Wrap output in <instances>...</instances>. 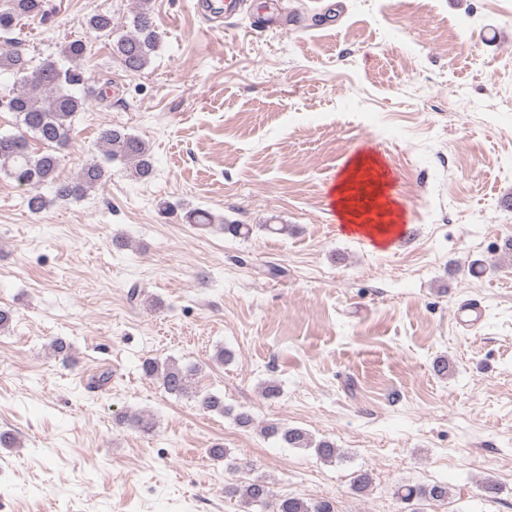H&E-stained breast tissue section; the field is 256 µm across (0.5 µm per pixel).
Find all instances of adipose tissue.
Wrapping results in <instances>:
<instances>
[{
    "mask_svg": "<svg viewBox=\"0 0 512 512\" xmlns=\"http://www.w3.org/2000/svg\"><path fill=\"white\" fill-rule=\"evenodd\" d=\"M368 192L381 198V174L373 162L359 157L353 160L336 187L341 219L346 225L372 235L389 233L392 229L390 219L395 215L390 202L382 201L377 209L359 205V198Z\"/></svg>",
    "mask_w": 512,
    "mask_h": 512,
    "instance_id": "1",
    "label": "adipose tissue"
}]
</instances>
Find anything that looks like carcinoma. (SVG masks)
<instances>
[{
    "instance_id": "carcinoma-1",
    "label": "carcinoma",
    "mask_w": 512,
    "mask_h": 512,
    "mask_svg": "<svg viewBox=\"0 0 512 512\" xmlns=\"http://www.w3.org/2000/svg\"><path fill=\"white\" fill-rule=\"evenodd\" d=\"M147 3L148 0H141L132 21L133 29L112 43L113 54L132 73H138L150 64L160 42ZM44 6L45 0H0V31H10L22 19L43 14ZM89 26L104 36H112V17L107 14L92 15ZM86 53V44L76 39L63 50V56L70 65L46 59L32 66L18 51L0 50V71L11 73L20 83L16 92L0 95V107L15 113L24 126V130L18 133H0V173L30 188L27 207L34 214L42 212L53 202L79 200L98 189L107 177L106 162L121 161L139 179H146L153 173L152 155L143 139L118 128H105L98 136L104 161L92 160L83 165L76 176L59 178L62 157L58 149L68 144L74 118L87 109L90 100L108 98L107 89L93 85L79 65ZM33 140L41 145V149H32ZM44 188L50 191V195L42 193ZM143 370L147 376L158 380L166 391L174 394L187 392L197 374L194 366L161 363L154 359L144 360ZM199 402L206 410L233 415L235 422L242 427L252 424L250 414L233 412L224 406V397L218 394L206 392L200 395ZM262 432L285 447H313L323 460L336 458L334 443L327 440L316 443L302 429L269 422L263 426ZM224 493L239 498L246 507L266 509L271 506L272 512H335L334 505L328 500L307 502L298 497L275 498L268 483L259 478L230 486ZM397 495L404 503L428 499L440 501L448 498V486L443 483L404 485L397 489Z\"/></svg>"
}]
</instances>
